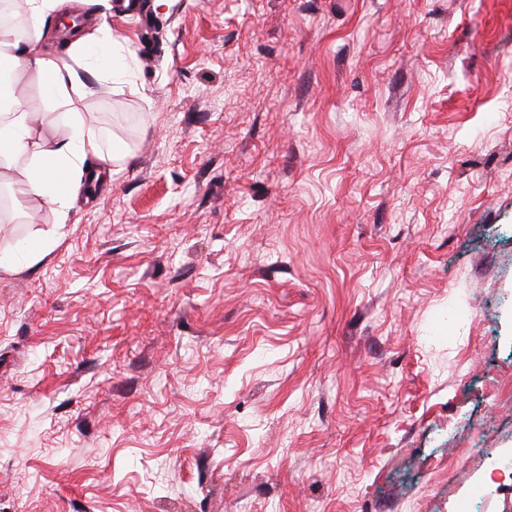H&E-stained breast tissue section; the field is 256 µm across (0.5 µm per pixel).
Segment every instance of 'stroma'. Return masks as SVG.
Listing matches in <instances>:
<instances>
[{
  "instance_id": "35a3bbf8",
  "label": "stroma",
  "mask_w": 512,
  "mask_h": 512,
  "mask_svg": "<svg viewBox=\"0 0 512 512\" xmlns=\"http://www.w3.org/2000/svg\"><path fill=\"white\" fill-rule=\"evenodd\" d=\"M120 2L123 160L0 232V512H512V0Z\"/></svg>"
}]
</instances>
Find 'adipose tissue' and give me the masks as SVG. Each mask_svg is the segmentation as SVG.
<instances>
[{"mask_svg":"<svg viewBox=\"0 0 512 512\" xmlns=\"http://www.w3.org/2000/svg\"><path fill=\"white\" fill-rule=\"evenodd\" d=\"M68 5L69 0H13L25 28L0 26V186L10 184L18 157L29 153L28 192L62 213L84 188L86 161L109 159L98 128L74 108L92 93L83 75L92 71L120 83L128 72L124 45L103 24L96 35L74 40L67 57L44 51V18ZM25 72L35 76L50 105L72 108L71 119L58 135L37 136L36 115L29 111L20 86Z\"/></svg>","mask_w":512,"mask_h":512,"instance_id":"1","label":"adipose tissue"}]
</instances>
